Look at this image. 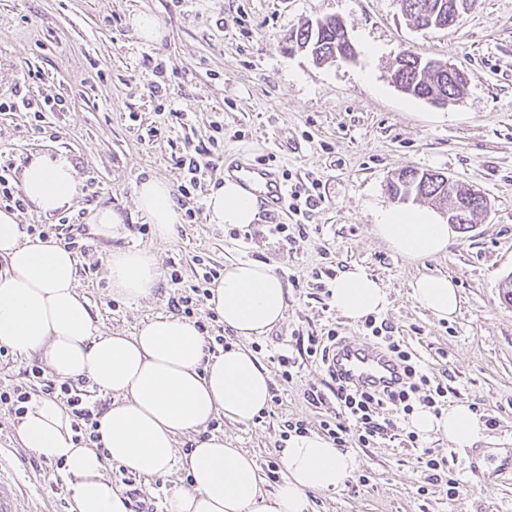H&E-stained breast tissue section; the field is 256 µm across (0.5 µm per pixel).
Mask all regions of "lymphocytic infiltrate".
I'll list each match as a JSON object with an SVG mask.
<instances>
[{
  "instance_id": "obj_1",
  "label": "lymphocytic infiltrate",
  "mask_w": 512,
  "mask_h": 512,
  "mask_svg": "<svg viewBox=\"0 0 512 512\" xmlns=\"http://www.w3.org/2000/svg\"><path fill=\"white\" fill-rule=\"evenodd\" d=\"M174 162L185 173L184 182L179 187L180 195L185 198L200 187L205 172L216 166L213 148L203 145L185 146ZM364 329L369 341L386 348L402 364L408 380L405 386L387 394L353 390L333 377L329 378L326 387L313 385L305 390L304 398L309 405L328 411L320 422L322 431L336 447L344 450L373 445L397 430L399 421L406 419L415 408L438 411L448 399L447 385L426 372L420 355L402 337L395 335L392 326L371 316L365 319ZM338 339L332 328L320 336L297 337L294 352L277 356L279 380L291 383L307 364L326 363ZM28 376V386L1 388L0 403L11 405L15 415L19 416L24 414L31 397L42 395L62 400L72 415L73 431L86 435L89 441L99 442L98 407L90 403L86 393L78 389L74 381L58 379L38 365L29 368Z\"/></svg>"
}]
</instances>
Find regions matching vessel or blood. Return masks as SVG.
I'll use <instances>...</instances> for the list:
<instances>
[{
    "label": "vessel or blood",
    "instance_id": "1",
    "mask_svg": "<svg viewBox=\"0 0 512 512\" xmlns=\"http://www.w3.org/2000/svg\"><path fill=\"white\" fill-rule=\"evenodd\" d=\"M224 176L262 198L272 210L282 208L286 189L272 168L229 163L224 167ZM330 366L342 384L352 389L390 391L404 383L401 367L382 347L371 343H337L330 354ZM0 512H22L15 483L1 474Z\"/></svg>",
    "mask_w": 512,
    "mask_h": 512
}]
</instances>
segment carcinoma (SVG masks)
Here are the masks:
<instances>
[{
	"label": "carcinoma",
	"instance_id": "1",
	"mask_svg": "<svg viewBox=\"0 0 512 512\" xmlns=\"http://www.w3.org/2000/svg\"><path fill=\"white\" fill-rule=\"evenodd\" d=\"M476 0H401L402 14L414 25L424 29H448L460 23ZM288 41L292 45H306L319 63L342 57L345 53L341 43L340 23L337 18L306 22L291 31ZM395 75L408 94L425 98L432 92L458 96L463 90L464 80L459 74L448 76L447 63H434L411 52L403 53ZM434 172L404 168L396 181L389 184L390 193L403 196L407 193L420 198L443 200L446 188L443 183L432 180Z\"/></svg>",
	"mask_w": 512,
	"mask_h": 512
}]
</instances>
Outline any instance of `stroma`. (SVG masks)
Segmentation results:
<instances>
[{"label": "stroma", "instance_id": "stroma-1", "mask_svg": "<svg viewBox=\"0 0 512 512\" xmlns=\"http://www.w3.org/2000/svg\"><path fill=\"white\" fill-rule=\"evenodd\" d=\"M155 14L160 41L139 39L131 25L138 12ZM336 17L344 23L354 54L316 62L289 50L288 34L301 24ZM443 60L463 69V94L447 107L411 97L392 73L403 52ZM40 73L32 93L62 95L56 135L40 131L22 112L0 113V164L25 168L40 154L63 156L74 167L81 194L67 217L86 223L91 210L120 212L129 231L122 241L90 234L79 254L78 287L100 334L130 336L148 320L170 312L172 269L193 280L200 255L221 268L256 260L280 278H294L284 318L248 341L269 371L271 358L296 336L323 334L365 342L362 323L334 310L315 287V269L335 272L358 266L381 280L389 304L381 317L424 359L430 373L446 375L449 404H469L495 417L478 449L482 477L464 468L465 448L446 438H417L407 446L394 436L355 449V477L335 491L310 492L309 512H512V474L500 459L512 448V305L500 285L512 274V0H478L459 25L445 30L414 27L397 0H0V98L10 97L28 70ZM162 74L167 99L193 112L192 132L175 127L144 140L156 121L147 84ZM207 142L216 136L224 156L272 164L290 183L319 181V199L305 220L307 237L285 252L267 232L271 224H295L297 216L259 210L251 240L238 246L227 227L182 223L176 236L157 241L142 233L145 219L135 206V187L147 178L171 189L184 172L171 158L184 136ZM438 171L480 190L488 209L468 230L457 231L445 252L412 259L392 251L374 232L378 212L392 206L387 190L402 168ZM156 253L162 276L152 297L130 301L113 295L106 259L115 245ZM423 274L448 276L460 294L458 313L440 320L412 296ZM316 364L289 384L274 385L279 402L270 417L246 424L217 417L212 432L231 438L259 465L266 491L279 477L270 471L285 421L318 430L325 413L303 396L323 385ZM434 449L459 481L449 498L443 485H424L417 448ZM0 460L16 477L33 512H70V492H51L55 462L24 448L18 420L0 404ZM106 473L136 500L166 512V493L189 488L180 467L125 482L115 464ZM367 476L358 485V476Z\"/></svg>", "mask_w": 512, "mask_h": 512}]
</instances>
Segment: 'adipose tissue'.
I'll use <instances>...</instances> for the list:
<instances>
[{"label":"adipose tissue","mask_w":512,"mask_h":512,"mask_svg":"<svg viewBox=\"0 0 512 512\" xmlns=\"http://www.w3.org/2000/svg\"><path fill=\"white\" fill-rule=\"evenodd\" d=\"M21 186L27 200L46 214L69 208L78 193L72 165L46 155L25 167ZM135 197L155 238L171 240L182 210L169 185L147 179L136 186ZM206 208L209 223L243 227L255 221L258 200L228 179L208 196ZM374 229L391 250L412 258L442 253L455 235L448 221L436 220L425 208L383 209ZM0 258L8 264L0 277V343L20 354H41L59 379L85 378L112 396L98 421V449L75 441L70 413L59 401L36 400L21 417L23 446L64 462L73 512H131L123 489L103 473L108 460L146 479L177 464L184 467L191 485L172 490L168 512H308L309 491L336 490L356 469V457L328 438L293 433L278 450L284 478L267 492L253 456L206 432L219 415L250 422L270 401L268 370L240 345L269 331L288 307L287 288L266 264L230 263L211 288L208 305L236 341L209 357L195 321L172 314L153 318L133 336L98 335L78 290L73 253L53 242L26 239L17 214L9 210H0ZM106 270L113 292L132 301L151 297L161 279L155 253L142 248L114 247ZM412 295L439 319L451 318L460 305L456 286L445 276L419 277ZM329 302L353 322L389 304L381 282L358 266L335 278ZM412 427L420 435L448 438L457 448L471 447L485 433L466 403L440 413L417 410ZM189 434L196 437L194 447L179 453V437Z\"/></svg>","instance_id":"adipose-tissue-1"}]
</instances>
